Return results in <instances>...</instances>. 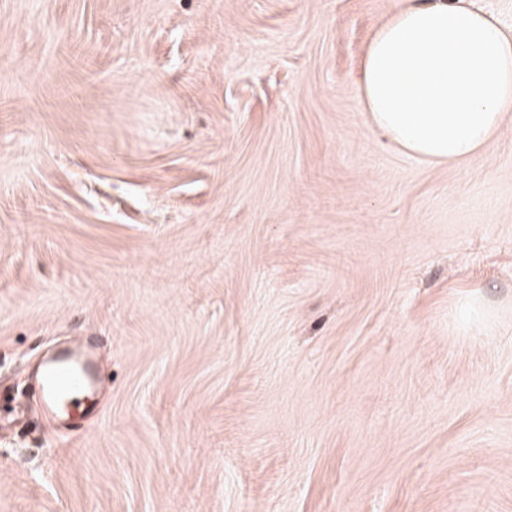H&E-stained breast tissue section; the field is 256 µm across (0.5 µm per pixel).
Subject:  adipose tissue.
Here are the masks:
<instances>
[{
	"mask_svg": "<svg viewBox=\"0 0 512 512\" xmlns=\"http://www.w3.org/2000/svg\"><path fill=\"white\" fill-rule=\"evenodd\" d=\"M361 67L372 123L430 163L470 159L512 110V30L454 0H407L375 31Z\"/></svg>",
	"mask_w": 512,
	"mask_h": 512,
	"instance_id": "ef3b65f1",
	"label": "adipose tissue"
}]
</instances>
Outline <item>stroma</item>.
Returning a JSON list of instances; mask_svg holds the SVG:
<instances>
[{"mask_svg":"<svg viewBox=\"0 0 512 512\" xmlns=\"http://www.w3.org/2000/svg\"><path fill=\"white\" fill-rule=\"evenodd\" d=\"M403 0H0V512H512V111L363 112ZM98 382L90 347L83 340L58 350L38 375V393L44 410L62 420L91 410L90 394ZM58 409L66 410L61 414Z\"/></svg>","mask_w":512,"mask_h":512,"instance_id":"1","label":"stroma"}]
</instances>
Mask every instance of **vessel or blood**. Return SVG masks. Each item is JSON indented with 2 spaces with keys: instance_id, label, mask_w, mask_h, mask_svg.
I'll return each instance as SVG.
<instances>
[{
  "instance_id": "obj_1",
  "label": "vessel or blood",
  "mask_w": 512,
  "mask_h": 512,
  "mask_svg": "<svg viewBox=\"0 0 512 512\" xmlns=\"http://www.w3.org/2000/svg\"><path fill=\"white\" fill-rule=\"evenodd\" d=\"M98 382L90 347L84 343L58 350L44 363L38 375V393L49 414L66 417L90 411V396Z\"/></svg>"
}]
</instances>
